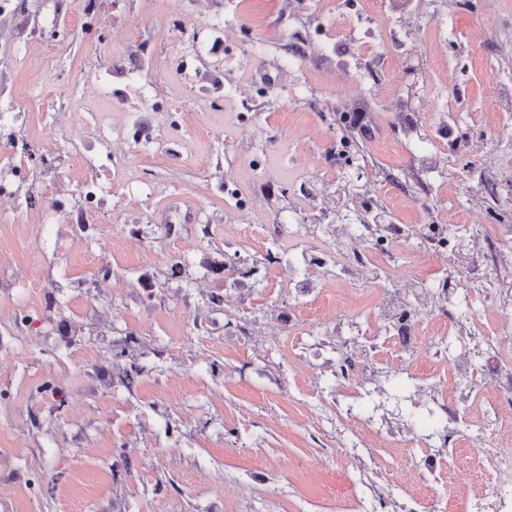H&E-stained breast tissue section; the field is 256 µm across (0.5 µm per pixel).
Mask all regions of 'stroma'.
I'll use <instances>...</instances> for the list:
<instances>
[{"instance_id":"stroma-1","label":"stroma","mask_w":512,"mask_h":512,"mask_svg":"<svg viewBox=\"0 0 512 512\" xmlns=\"http://www.w3.org/2000/svg\"><path fill=\"white\" fill-rule=\"evenodd\" d=\"M84 8L0 13V145L22 137L62 158L31 162L0 218V512L427 501L406 465L436 469L429 449L355 435L390 414L405 432L438 420L432 400L414 402V372L448 378L463 352L480 380L502 368L475 340L499 331L494 304L512 298V267L481 259L508 245L512 190L480 195L512 159V142L494 141L512 112L492 102L512 89V0H96L101 41ZM36 25L61 35H27ZM340 111L368 132L347 162L332 153ZM107 163L100 213L50 223L45 204L80 213V183ZM432 221L448 227L447 262L371 253L355 289L319 270L292 288L265 260L269 224L298 264L339 227ZM232 252L254 265L238 288L214 271ZM405 273L448 278L460 331L432 314L419 329L429 351L396 359L379 342L389 397L339 423L337 322L373 330L382 284ZM118 351L141 369L132 385L112 367Z\"/></svg>"}]
</instances>
